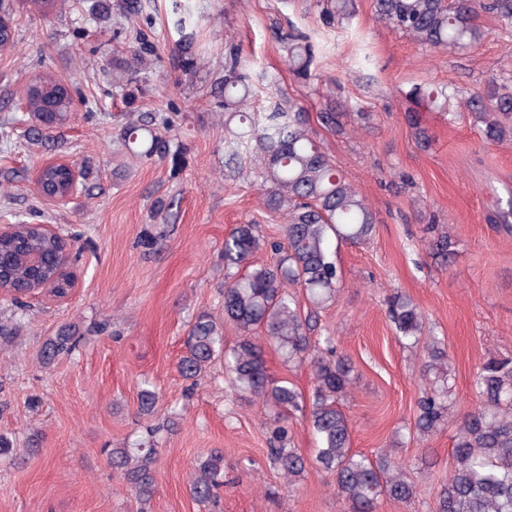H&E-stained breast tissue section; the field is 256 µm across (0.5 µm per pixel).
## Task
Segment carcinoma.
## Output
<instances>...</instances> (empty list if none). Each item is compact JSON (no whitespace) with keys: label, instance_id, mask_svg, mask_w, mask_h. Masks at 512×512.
Returning <instances> with one entry per match:
<instances>
[{"label":"carcinoma","instance_id":"1","mask_svg":"<svg viewBox=\"0 0 512 512\" xmlns=\"http://www.w3.org/2000/svg\"><path fill=\"white\" fill-rule=\"evenodd\" d=\"M175 9L180 39L173 52L191 67L195 57L194 34L187 31L190 10L179 3ZM375 11L378 19L435 50L464 52L481 43L486 35L478 23L482 13L512 24V0H375ZM353 12V0H326L323 19L330 23ZM279 41L294 76L309 79L315 52L308 37L291 28L279 35ZM150 48L145 35L137 33L124 65L143 67ZM244 67L238 46L229 45L224 53L219 107L224 109V126L235 121L237 129L224 139V151L230 164L249 159L257 185L266 193L267 206L285 212L286 246L271 245L274 258L255 264L252 258L263 247L256 225L240 224L224 238V321L234 324L242 336L227 348L221 322L208 313L199 315L189 331L187 351L178 370L195 385L222 357L236 391L260 399L279 415L298 412L304 416L317 443L313 463L331 479L336 494L350 503L352 512H376L382 496L410 504L416 490L402 464L384 449L372 456L352 450L350 422L341 410V401L356 379L355 366L337 353L331 333L313 337L319 328L318 311L335 302L340 290L342 272L336 245L369 241L375 233V214L336 163L318 148L300 104L280 97L263 112L251 111L252 90ZM72 104V97L53 98L31 83L24 98V117L52 130L69 119ZM465 104L478 115L485 142L497 143L512 134L511 83L493 78L471 93ZM319 120L324 127L343 132L332 104L319 112ZM170 127L167 113L145 112L125 125V147L144 157L162 156L167 150L164 133ZM22 236L21 241L0 239V266L20 288L42 278L56 295H66L70 281L57 277L48 266L32 268L22 258L25 251L52 254L56 241L34 227L24 229ZM431 250L443 262H452L450 236L438 237ZM294 288L311 305L305 316ZM12 305L15 313L10 320H0V336H11L22 327L18 312L26 311L29 303L16 296ZM388 317L401 344L410 348L423 345V389L415 427L421 433H432L454 406L445 340L425 332L420 310L402 294L389 303ZM259 330L276 345L283 362L310 370V397H304L295 384L268 375L263 347L255 336ZM82 339L77 328L63 327L46 343L43 359L51 363L73 355ZM474 389L477 407L458 423L450 453L453 464L431 512H512V358L487 359L476 373ZM156 402L153 389L140 390L141 414L153 413ZM289 432L286 424L272 432L267 455L291 485L306 472L308 461L291 446ZM155 451L153 445L144 443L135 448L106 449L112 466L122 472L142 502L156 491ZM223 486L224 450L214 448L192 471L189 490L198 503L209 505L216 503Z\"/></svg>","mask_w":512,"mask_h":512}]
</instances>
